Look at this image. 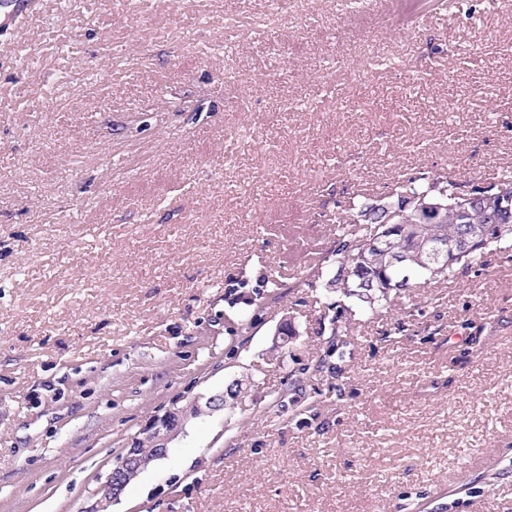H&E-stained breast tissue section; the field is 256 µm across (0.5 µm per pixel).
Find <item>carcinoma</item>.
<instances>
[{"label":"carcinoma","mask_w":512,"mask_h":512,"mask_svg":"<svg viewBox=\"0 0 512 512\" xmlns=\"http://www.w3.org/2000/svg\"><path fill=\"white\" fill-rule=\"evenodd\" d=\"M444 189L448 208L440 222L422 219L420 194L428 189ZM336 240L325 261L336 267L326 282L327 290L341 289L358 304L371 311L388 303L391 291H410L419 282L445 281L461 262L470 263L485 250L512 241V170L485 180L484 185H465L444 172H432L409 178L385 198L357 195L336 216ZM396 225V232L380 247L360 245L386 227ZM463 239L475 244L456 255L435 262L431 248L436 241L456 243ZM277 281L262 272L256 277V299L272 296ZM351 322L335 316L325 354L316 364L320 371L335 356L343 359L349 344Z\"/></svg>","instance_id":"cac0c4a2"}]
</instances>
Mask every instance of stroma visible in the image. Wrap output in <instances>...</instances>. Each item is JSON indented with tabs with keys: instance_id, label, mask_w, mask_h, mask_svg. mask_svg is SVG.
I'll return each instance as SVG.
<instances>
[{
	"instance_id": "stroma-1",
	"label": "stroma",
	"mask_w": 512,
	"mask_h": 512,
	"mask_svg": "<svg viewBox=\"0 0 512 512\" xmlns=\"http://www.w3.org/2000/svg\"><path fill=\"white\" fill-rule=\"evenodd\" d=\"M361 6L231 33L276 0H31L0 35V512H87L235 381L112 512H512V247L375 312L309 260L359 193L512 169V0ZM330 324L332 327L327 341L328 347L325 354L318 360V363L315 366L316 371H321L326 367L329 362V358L334 355H337V358L342 360L344 357V348L349 344L348 336H350L352 322H350L347 317L342 319L336 314V316L331 319ZM180 401L173 403V408L142 433L144 436L140 438L141 441H149L153 447L151 454L140 453L138 448H129L121 459L113 463L105 481L96 491L91 509L87 512H112L110 509L121 500L129 483L156 461L167 456L168 444L183 431L188 420L194 415L190 407L197 405L201 410L198 400L194 399L185 406H177Z\"/></svg>"
}]
</instances>
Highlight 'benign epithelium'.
Instances as JSON below:
<instances>
[{"mask_svg": "<svg viewBox=\"0 0 512 512\" xmlns=\"http://www.w3.org/2000/svg\"><path fill=\"white\" fill-rule=\"evenodd\" d=\"M242 391V384H230L226 393L216 394L207 399L209 413L224 410L225 396L236 398ZM198 404L197 400L187 405L173 406L159 420L143 432L141 441L149 442L151 453L144 454L136 448H130L121 459L115 461L105 481L98 487L95 501L88 512H112V506L121 500L129 483L138 478L154 463L167 456L169 443L183 431L186 423L193 417L190 407Z\"/></svg>", "mask_w": 512, "mask_h": 512, "instance_id": "7a95c632", "label": "benign epithelium"}]
</instances>
